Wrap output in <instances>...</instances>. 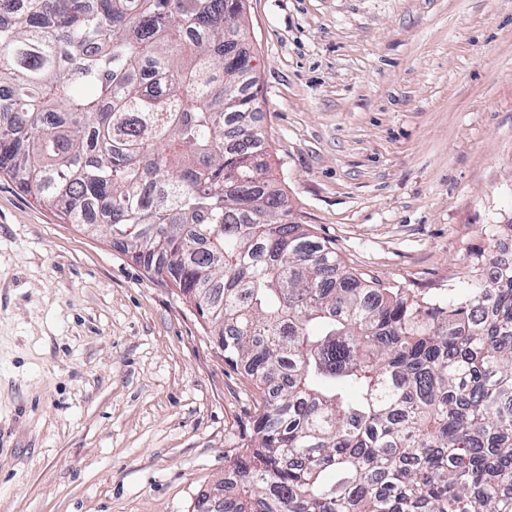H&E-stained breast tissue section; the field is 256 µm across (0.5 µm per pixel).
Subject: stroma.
I'll list each match as a JSON object with an SVG mask.
<instances>
[{"instance_id": "obj_1", "label": "stroma", "mask_w": 512, "mask_h": 512, "mask_svg": "<svg viewBox=\"0 0 512 512\" xmlns=\"http://www.w3.org/2000/svg\"><path fill=\"white\" fill-rule=\"evenodd\" d=\"M269 161L368 280L462 287L512 224V0H246ZM258 393L107 232L0 177V512H192Z\"/></svg>"}]
</instances>
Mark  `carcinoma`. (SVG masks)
I'll return each mask as SVG.
<instances>
[{
	"instance_id": "carcinoma-1",
	"label": "carcinoma",
	"mask_w": 512,
	"mask_h": 512,
	"mask_svg": "<svg viewBox=\"0 0 512 512\" xmlns=\"http://www.w3.org/2000/svg\"><path fill=\"white\" fill-rule=\"evenodd\" d=\"M0 0V175L168 280L260 390L224 512H512V268L371 285L270 175L245 0Z\"/></svg>"
}]
</instances>
